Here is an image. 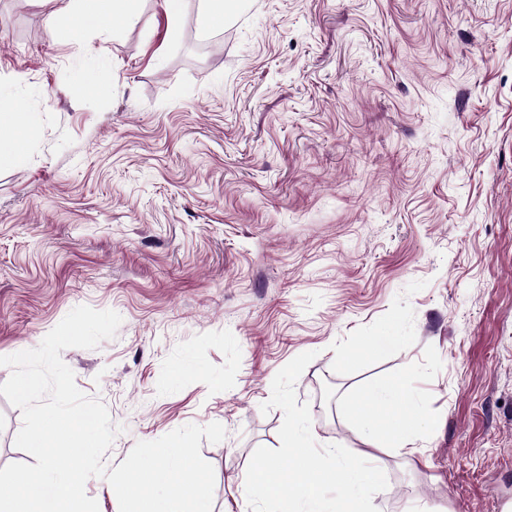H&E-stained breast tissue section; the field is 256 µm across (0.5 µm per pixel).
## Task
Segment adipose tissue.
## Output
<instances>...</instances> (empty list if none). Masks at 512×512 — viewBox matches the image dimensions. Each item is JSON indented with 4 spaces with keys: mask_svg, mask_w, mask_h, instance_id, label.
<instances>
[{
    "mask_svg": "<svg viewBox=\"0 0 512 512\" xmlns=\"http://www.w3.org/2000/svg\"><path fill=\"white\" fill-rule=\"evenodd\" d=\"M140 0H67L49 15L50 28L66 27L71 38L129 26L139 17ZM39 128L37 113L31 112L18 93L0 86V161L21 166L27 161L26 142ZM365 444L382 448H406L413 432L406 420L423 416L424 406L415 397H402L399 385L377 381L353 397L346 409Z\"/></svg>",
    "mask_w": 512,
    "mask_h": 512,
    "instance_id": "1",
    "label": "adipose tissue"
}]
</instances>
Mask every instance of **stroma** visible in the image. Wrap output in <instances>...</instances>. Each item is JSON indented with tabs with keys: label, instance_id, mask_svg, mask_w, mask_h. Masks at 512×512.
I'll list each match as a JSON object with an SVG mask.
<instances>
[{
	"label": "stroma",
	"instance_id": "obj_1",
	"mask_svg": "<svg viewBox=\"0 0 512 512\" xmlns=\"http://www.w3.org/2000/svg\"><path fill=\"white\" fill-rule=\"evenodd\" d=\"M51 9L0 0V83L40 117L27 164L0 163V356L77 306L117 312L61 353L120 428L106 468L217 422L212 512H250L284 418L261 406L312 351L297 399L318 445L386 473L378 512L512 504V0H238L207 33L141 0L78 41ZM376 380L423 401L413 455L346 418ZM22 425L0 395V468L33 463Z\"/></svg>",
	"mask_w": 512,
	"mask_h": 512
}]
</instances>
